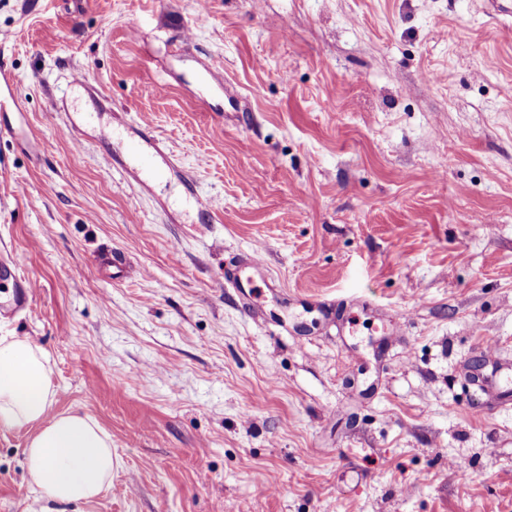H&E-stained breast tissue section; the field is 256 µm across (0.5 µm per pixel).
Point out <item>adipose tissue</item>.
Here are the masks:
<instances>
[{"instance_id":"adipose-tissue-1","label":"adipose tissue","mask_w":512,"mask_h":512,"mask_svg":"<svg viewBox=\"0 0 512 512\" xmlns=\"http://www.w3.org/2000/svg\"><path fill=\"white\" fill-rule=\"evenodd\" d=\"M48 355L31 340L0 336V429L32 428L27 473L42 499L88 504L112 483V439L91 417L52 414Z\"/></svg>"}]
</instances>
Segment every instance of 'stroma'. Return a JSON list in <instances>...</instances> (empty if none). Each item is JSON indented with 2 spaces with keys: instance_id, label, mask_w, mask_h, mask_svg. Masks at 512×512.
Wrapping results in <instances>:
<instances>
[{
  "instance_id": "35a3bbf8",
  "label": "stroma",
  "mask_w": 512,
  "mask_h": 512,
  "mask_svg": "<svg viewBox=\"0 0 512 512\" xmlns=\"http://www.w3.org/2000/svg\"><path fill=\"white\" fill-rule=\"evenodd\" d=\"M0 61V258L38 285L0 336L112 438L109 489L51 506L30 430H0V512H512V17L0 0ZM59 104L99 111L83 151ZM142 120L158 178L126 151Z\"/></svg>"
}]
</instances>
